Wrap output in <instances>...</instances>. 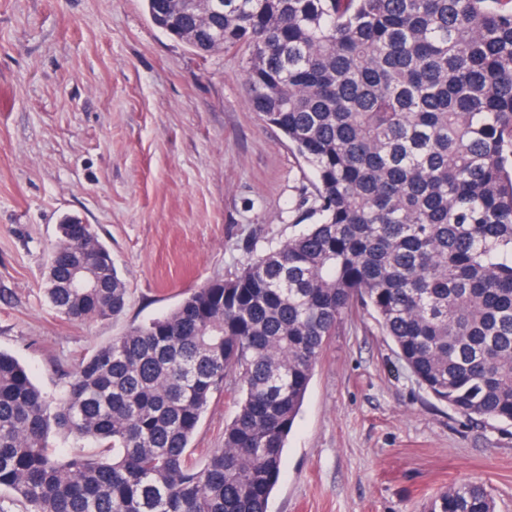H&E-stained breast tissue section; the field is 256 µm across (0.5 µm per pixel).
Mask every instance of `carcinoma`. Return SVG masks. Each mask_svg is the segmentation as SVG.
I'll return each mask as SVG.
<instances>
[{
  "mask_svg": "<svg viewBox=\"0 0 512 512\" xmlns=\"http://www.w3.org/2000/svg\"><path fill=\"white\" fill-rule=\"evenodd\" d=\"M161 26L246 55L248 103L316 177V221L132 327L48 399L0 351V489L24 512H267L289 433L342 315L372 309L418 384L512 423V0H223ZM44 294L117 316L127 288L95 230L58 225ZM94 288H72L76 262ZM224 443L189 453L214 394ZM57 431L102 448L64 457ZM430 512H495L456 481Z\"/></svg>",
  "mask_w": 512,
  "mask_h": 512,
  "instance_id": "1",
  "label": "carcinoma"
}]
</instances>
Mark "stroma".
Wrapping results in <instances>:
<instances>
[{
    "instance_id": "obj_1",
    "label": "stroma",
    "mask_w": 512,
    "mask_h": 512,
    "mask_svg": "<svg viewBox=\"0 0 512 512\" xmlns=\"http://www.w3.org/2000/svg\"><path fill=\"white\" fill-rule=\"evenodd\" d=\"M244 66L234 52L198 57L144 0H0V350L46 395L97 348L301 232L314 173L252 112ZM67 215L110 249L122 315L75 322L48 306ZM236 401L212 397L195 457L221 446ZM464 478L512 512V424L435 400L371 310L339 319L268 512H427Z\"/></svg>"
}]
</instances>
